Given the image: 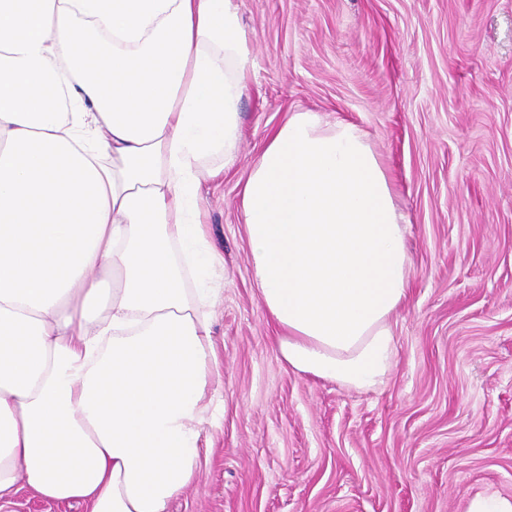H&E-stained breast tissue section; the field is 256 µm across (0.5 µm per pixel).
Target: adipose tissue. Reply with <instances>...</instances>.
<instances>
[{"instance_id":"ef3b65f1","label":"adipose tissue","mask_w":512,"mask_h":512,"mask_svg":"<svg viewBox=\"0 0 512 512\" xmlns=\"http://www.w3.org/2000/svg\"><path fill=\"white\" fill-rule=\"evenodd\" d=\"M250 63L237 0H0V499L167 512L195 477L224 292L199 186ZM240 204L281 358L381 383L409 256L367 133L291 113Z\"/></svg>"}]
</instances>
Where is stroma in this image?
Returning a JSON list of instances; mask_svg holds the SVG:
<instances>
[{
    "mask_svg": "<svg viewBox=\"0 0 512 512\" xmlns=\"http://www.w3.org/2000/svg\"><path fill=\"white\" fill-rule=\"evenodd\" d=\"M237 158L201 179L224 258L222 402L167 512H467L512 498V0H238ZM364 128L409 227L397 357L360 391L295 372L249 264L240 182L299 110ZM467 512H512V499L498 496H477Z\"/></svg>",
    "mask_w": 512,
    "mask_h": 512,
    "instance_id": "1",
    "label": "stroma"
}]
</instances>
